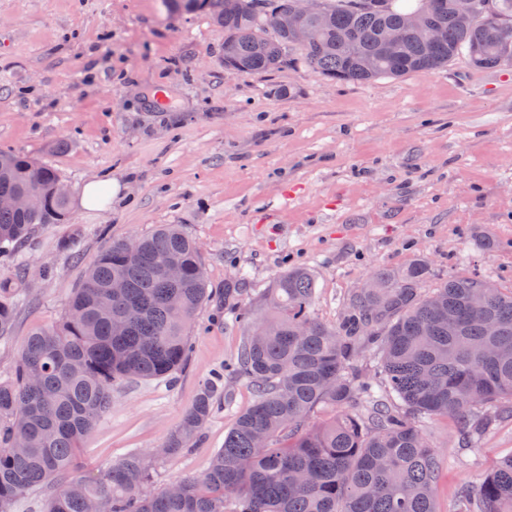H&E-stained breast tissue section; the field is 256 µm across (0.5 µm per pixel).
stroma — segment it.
I'll return each instance as SVG.
<instances>
[{"label":"stroma","mask_w":512,"mask_h":512,"mask_svg":"<svg viewBox=\"0 0 512 512\" xmlns=\"http://www.w3.org/2000/svg\"><path fill=\"white\" fill-rule=\"evenodd\" d=\"M166 105H158L157 91ZM48 164L71 196L98 177L122 186L106 210L73 205L21 247L25 296L0 338V382L30 333L56 325L112 242L181 225L200 247L210 296L171 379L118 383L82 439L78 475L148 457L151 495L202 475L255 392L225 372L248 330L224 311V283L251 293L293 266L315 278V317L332 325L375 269L419 259L433 291L449 271L512 285V67L459 58L429 74L339 84L300 62L267 73L224 65V29L164 0H0V151ZM75 239L79 253L65 250ZM224 379L196 441L155 457L202 386ZM423 432L441 465L436 512H463L512 456V417L463 447L441 418Z\"/></svg>","instance_id":"1"}]
</instances>
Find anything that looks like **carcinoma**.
Returning a JSON list of instances; mask_svg holds the SVG:
<instances>
[{
  "instance_id": "obj_1",
  "label": "carcinoma",
  "mask_w": 512,
  "mask_h": 512,
  "mask_svg": "<svg viewBox=\"0 0 512 512\" xmlns=\"http://www.w3.org/2000/svg\"><path fill=\"white\" fill-rule=\"evenodd\" d=\"M166 0L174 11H201L224 27V65L265 72L299 60L315 73L369 83L441 69L463 56L478 69L512 67V0H477L463 15L456 0H416L425 27L387 48L381 33L403 23L396 0H317L329 16L309 18L311 35L296 42L281 25L296 0ZM32 193L35 211L0 209V253L19 254L40 224H63L69 194L51 166L0 151V195ZM174 262L181 277L163 274ZM430 267L418 261L395 275L372 274L375 286L354 292L336 324L312 311L315 280L291 268L251 297L240 279L224 283V309L249 332L234 364L255 387L208 469L179 482L180 491L142 496L150 479L143 455L125 457L100 478L73 476L80 440L110 408L121 380L163 379L179 371L188 331L209 297L197 243L176 224L118 241L89 269L62 321L33 331L10 380L0 382V512H14L31 490L58 478L65 490L45 512H435L439 462L421 422L450 417L465 443L502 418L512 400V288L495 286L474 311L470 295L493 280L448 273L433 292ZM125 288L116 291L115 282ZM22 289L0 280V335L12 324ZM493 322L501 335L490 336ZM370 351L381 360L378 390L360 381L352 362ZM215 386H204L161 454L188 446L209 420ZM365 407L353 413L356 402ZM335 415L310 425L318 410ZM466 512H512V456L472 493Z\"/></svg>"
}]
</instances>
